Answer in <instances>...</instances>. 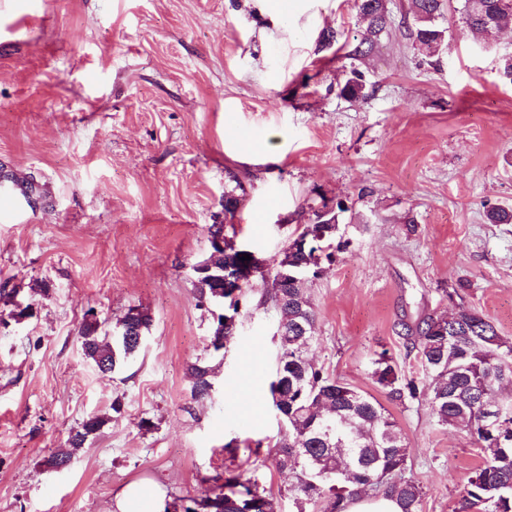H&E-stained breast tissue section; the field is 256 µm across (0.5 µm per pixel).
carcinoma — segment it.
<instances>
[{
    "label": "carcinoma",
    "instance_id": "cac0c4a2",
    "mask_svg": "<svg viewBox=\"0 0 512 512\" xmlns=\"http://www.w3.org/2000/svg\"><path fill=\"white\" fill-rule=\"evenodd\" d=\"M415 43L435 54L446 39L445 30L434 23L440 0H413ZM359 23L364 28L351 55L363 57L374 46L373 37L389 22L384 0H354ZM464 16L474 31H487L512 19V0H464ZM362 74L353 69L341 93L364 95ZM337 212L313 224L306 251L288 244L273 266L293 267L299 263L316 266L332 256L323 249L341 252L348 242L336 241ZM485 217L491 224L512 223V210L489 207ZM240 260L233 240L224 238L222 255L200 261L194 270V286L201 306L223 303L215 294L219 270ZM266 295L274 302L282 334L278 335V363L269 391L273 406L288 426L276 465L297 473L292 488L296 512H337L340 503L360 492L378 488L397 499L401 512H422L423 488L403 473L408 448L398 422L377 400L359 389L326 374L308 358L315 336V313L302 282H283L276 274L262 277ZM459 320L448 323L439 315H427L415 328L407 329L412 349L430 378L427 401L431 416L441 426L466 433L469 443L483 450V465L469 476L464 488L466 512H512V400H498L502 423L485 424L479 398L490 394L505 378L512 379V344L505 341L485 317L474 318L458 311ZM152 317L144 309H128L112 332L83 318L78 341L86 360L103 374H119L142 350L137 338L147 336ZM191 396L208 398L213 369L205 363L190 367ZM372 376L391 401H415L420 390L408 380L387 351L372 361ZM108 422L93 415L71 431L68 442L76 451L85 446ZM182 512H277L272 495L258 480L245 478L234 469L224 471V486L199 498L188 499Z\"/></svg>",
    "mask_w": 512,
    "mask_h": 512
}]
</instances>
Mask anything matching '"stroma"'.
<instances>
[{
    "label": "stroma",
    "instance_id": "obj_1",
    "mask_svg": "<svg viewBox=\"0 0 512 512\" xmlns=\"http://www.w3.org/2000/svg\"><path fill=\"white\" fill-rule=\"evenodd\" d=\"M463 4H441L436 59L409 35L412 0H386L390 26L353 61V0H302L276 21L266 0H0V512H108L140 480L177 502L222 485L229 466L296 512L275 463L288 429L268 393L274 305L253 277L213 352L191 267L211 225L270 262L337 199L348 247L306 285L311 354L399 422L423 512H459L483 451L426 401L388 400L371 369L385 349L421 379L406 329L457 307L512 343V224L484 218L512 208V28L476 34ZM327 30L339 38L322 51ZM352 65L367 84L357 99L340 94ZM132 306L153 318L144 348L101 376L77 339L83 315L108 330ZM199 360L215 369L203 402L188 372ZM94 414L110 420L67 468L46 469Z\"/></svg>",
    "mask_w": 512,
    "mask_h": 512
}]
</instances>
